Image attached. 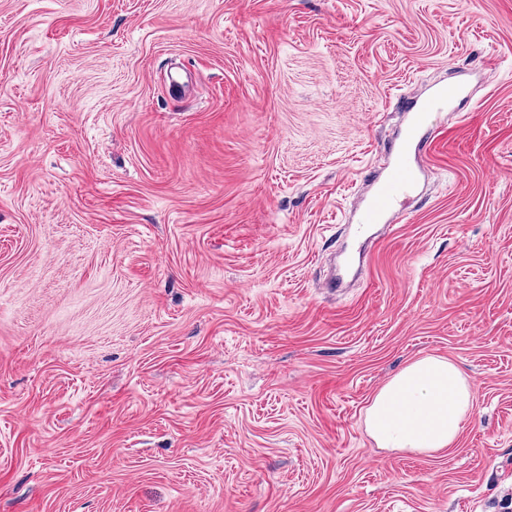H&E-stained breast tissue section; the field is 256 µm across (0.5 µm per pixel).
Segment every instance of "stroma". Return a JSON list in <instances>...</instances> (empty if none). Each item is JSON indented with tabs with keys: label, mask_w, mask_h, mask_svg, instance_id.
<instances>
[{
	"label": "stroma",
	"mask_w": 512,
	"mask_h": 512,
	"mask_svg": "<svg viewBox=\"0 0 512 512\" xmlns=\"http://www.w3.org/2000/svg\"><path fill=\"white\" fill-rule=\"evenodd\" d=\"M427 353L473 415L376 447ZM0 512H512V0H0ZM465 86L442 87L420 100L411 112L410 122L398 143L389 147L388 155L377 175L369 181L370 188L357 202L358 221L355 238L362 237L376 224H387L399 213L417 186L420 166V144L424 137L425 118L430 112H445L448 98L465 93ZM473 402L459 365L429 354L408 362L378 389L365 410V431L378 448L435 454L456 443Z\"/></svg>",
	"instance_id": "35a3bbf8"
}]
</instances>
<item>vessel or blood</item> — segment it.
<instances>
[{"instance_id": "obj_1", "label": "vessel or blood", "mask_w": 512, "mask_h": 512, "mask_svg": "<svg viewBox=\"0 0 512 512\" xmlns=\"http://www.w3.org/2000/svg\"><path fill=\"white\" fill-rule=\"evenodd\" d=\"M464 91V85L458 84L441 88L421 99L417 110L411 114L402 138L390 145L382 167L357 202L355 237H362L374 225L389 223L402 210L422 172L419 150L427 114L445 111L449 99Z\"/></svg>"}]
</instances>
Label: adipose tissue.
I'll use <instances>...</instances> for the list:
<instances>
[{
	"label": "adipose tissue",
	"mask_w": 512,
	"mask_h": 512,
	"mask_svg": "<svg viewBox=\"0 0 512 512\" xmlns=\"http://www.w3.org/2000/svg\"><path fill=\"white\" fill-rule=\"evenodd\" d=\"M468 376L448 357L408 362L374 394L364 426L376 447L435 454L452 447L473 410Z\"/></svg>",
	"instance_id": "adipose-tissue-1"
}]
</instances>
